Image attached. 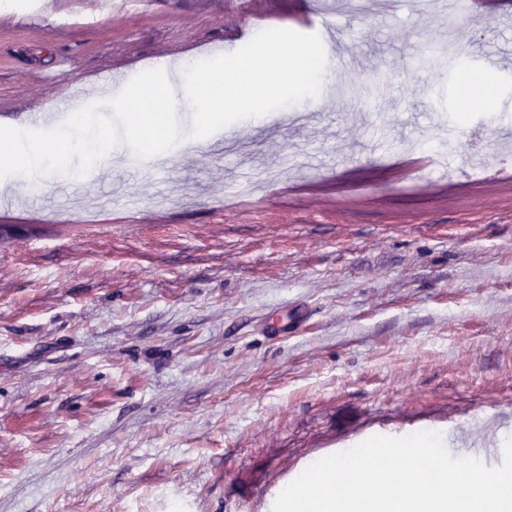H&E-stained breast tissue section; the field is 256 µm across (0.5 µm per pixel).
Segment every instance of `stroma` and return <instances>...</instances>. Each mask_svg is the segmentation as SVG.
Masks as SVG:
<instances>
[{
  "label": "stroma",
  "mask_w": 512,
  "mask_h": 512,
  "mask_svg": "<svg viewBox=\"0 0 512 512\" xmlns=\"http://www.w3.org/2000/svg\"><path fill=\"white\" fill-rule=\"evenodd\" d=\"M307 128L232 123L163 170L13 178L0 224V512H272L376 435L512 438V31L500 4L328 0ZM253 0H0V126L161 58L231 53ZM463 39V69L429 59ZM502 59L488 66L492 50ZM490 75L494 109L466 104ZM253 189L237 193L245 173ZM287 332H270L272 323Z\"/></svg>",
  "instance_id": "obj_1"
}]
</instances>
